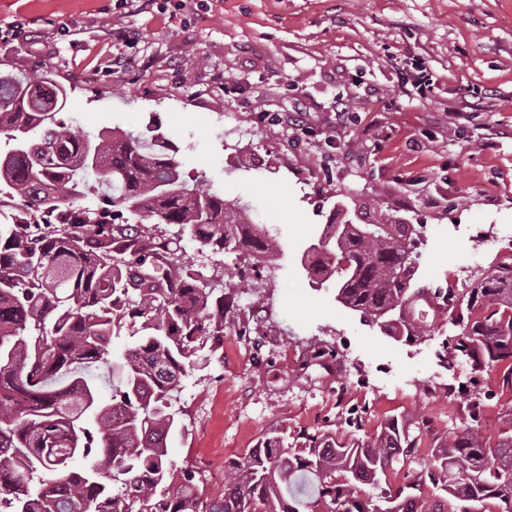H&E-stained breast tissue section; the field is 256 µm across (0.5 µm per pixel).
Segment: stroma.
Listing matches in <instances>:
<instances>
[{
	"instance_id": "obj_1",
	"label": "stroma",
	"mask_w": 512,
	"mask_h": 512,
	"mask_svg": "<svg viewBox=\"0 0 512 512\" xmlns=\"http://www.w3.org/2000/svg\"><path fill=\"white\" fill-rule=\"evenodd\" d=\"M0 29L10 34L0 71L54 68L76 133L160 128L188 182L205 181L280 239L259 263L250 248L215 253L165 227L178 262L232 290L237 308L223 348L201 352L182 379L181 429L168 442L206 496L223 493L225 462L265 438L365 439L392 418L420 436L413 463L381 482L408 483L447 446L463 414L448 389L462 382L488 397L485 441L512 430L500 371L471 378L444 363L446 320L420 305L419 336L389 334L301 265L324 225L387 216L418 232L420 287L465 288L512 257V0H188L163 13L0 0ZM420 65L433 82L425 98L411 85ZM299 108L304 134L259 116ZM320 345L332 356L311 359Z\"/></svg>"
}]
</instances>
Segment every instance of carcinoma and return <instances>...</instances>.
<instances>
[{"mask_svg":"<svg viewBox=\"0 0 512 512\" xmlns=\"http://www.w3.org/2000/svg\"><path fill=\"white\" fill-rule=\"evenodd\" d=\"M66 99L51 71L0 74V407L11 408L0 416V512H427L425 484L457 512H512V432L488 444L484 399L466 392L448 447L401 487L356 494L411 458L418 435L393 419L375 440L268 438L224 467V493L203 498L198 471L169 455L173 392L199 352L223 346L234 298L176 264L159 225L213 251L269 256L279 243L206 186L189 187L158 129L79 135L60 117ZM89 193L97 204L82 203ZM399 229L328 224L332 237L302 268L333 282L346 308L377 323L396 311L384 328L416 336L403 311L423 292ZM432 301L457 331L448 367L500 368L512 389V261ZM123 332L136 344L118 354Z\"/></svg>","mask_w":512,"mask_h":512,"instance_id":"obj_1","label":"carcinoma"}]
</instances>
